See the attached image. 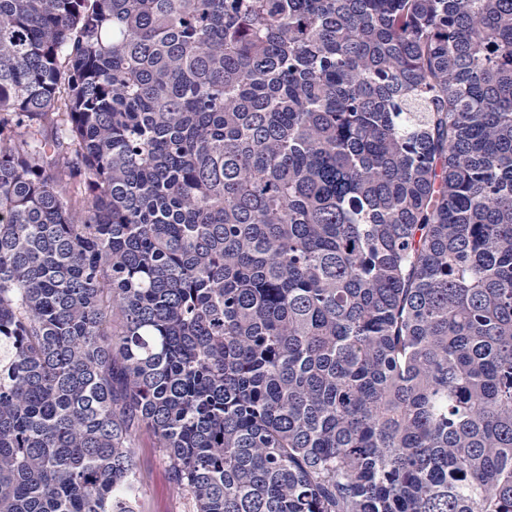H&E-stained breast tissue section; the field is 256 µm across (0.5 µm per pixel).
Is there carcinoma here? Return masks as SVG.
Segmentation results:
<instances>
[{"instance_id": "obj_1", "label": "carcinoma", "mask_w": 512, "mask_h": 512, "mask_svg": "<svg viewBox=\"0 0 512 512\" xmlns=\"http://www.w3.org/2000/svg\"><path fill=\"white\" fill-rule=\"evenodd\" d=\"M512 512V0H0V512ZM142 483L139 512H189L187 500L177 494L168 468L147 435L136 439Z\"/></svg>"}]
</instances>
